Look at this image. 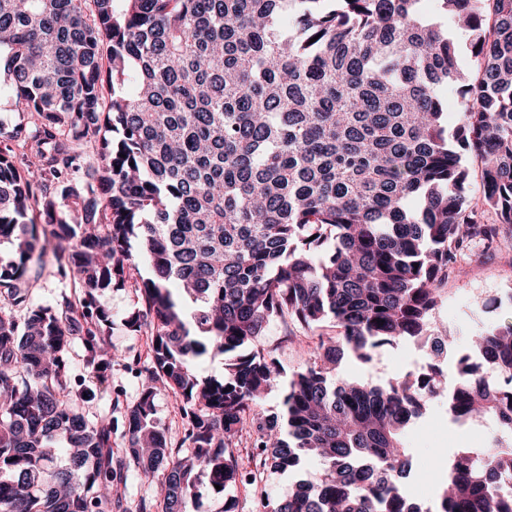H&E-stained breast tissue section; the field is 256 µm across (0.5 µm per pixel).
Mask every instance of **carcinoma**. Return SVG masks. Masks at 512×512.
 <instances>
[{
  "instance_id": "obj_1",
  "label": "carcinoma",
  "mask_w": 512,
  "mask_h": 512,
  "mask_svg": "<svg viewBox=\"0 0 512 512\" xmlns=\"http://www.w3.org/2000/svg\"><path fill=\"white\" fill-rule=\"evenodd\" d=\"M420 3L0 0V94L30 117L0 123V512H129L113 485L131 469L163 472V512H189L204 480L221 496L253 481L244 454L323 466L263 512H512V319L486 324L495 299L462 344L433 326L448 273L512 232V0H437L436 19ZM444 90L462 102L450 134ZM49 256L79 293L41 305L29 283ZM142 263L127 324L150 331L151 383L89 421L68 402L69 352L82 342L100 376L99 296ZM271 321L338 329L279 417L262 400L282 369L257 346ZM399 342L424 349L420 369L339 377ZM211 353L219 375L199 370ZM161 389L185 453L154 417ZM436 402L505 437L456 449L427 507L404 487L403 436Z\"/></svg>"
}]
</instances>
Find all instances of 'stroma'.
I'll return each mask as SVG.
<instances>
[{"label": "stroma", "mask_w": 512, "mask_h": 512, "mask_svg": "<svg viewBox=\"0 0 512 512\" xmlns=\"http://www.w3.org/2000/svg\"><path fill=\"white\" fill-rule=\"evenodd\" d=\"M512 291V246L489 255L476 254L464 265L463 275L449 278L441 292V302L435 321L448 334H457L470 322L474 311L489 299L500 298V309L490 313L496 321L512 316V305L505 303L507 292ZM101 306L110 316V341L120 357L106 370L105 383L92 378L85 363L82 344H75L69 354L71 383L74 389L89 388L93 395L86 400H75L77 410L87 419L111 414L113 406L133 405L139 397L140 370L147 367L149 336L147 332H133L125 325L129 312L137 307V298L128 288H112L99 298ZM334 335L332 324H325L322 332L304 333L297 326H285L281 322L270 323L259 343L275 349L285 374L299 370L317 342L318 334ZM422 356L421 350L411 343H399L385 347L374 354L371 362L346 359L340 369L341 377L367 380L381 384L404 374ZM494 429L492 421L482 425L458 427L448 421L442 405L432 406L428 412L406 431L405 443L412 453V471L406 480L409 494L418 500L434 503L438 495L439 481L431 471L437 467L440 453L446 448H460L484 444ZM245 468L255 475V483L235 491L237 512H255L257 499L277 501L287 498L295 483L302 479H315L322 471L318 460H305L300 471L281 473L260 465L252 459H244Z\"/></svg>", "instance_id": "1"}]
</instances>
